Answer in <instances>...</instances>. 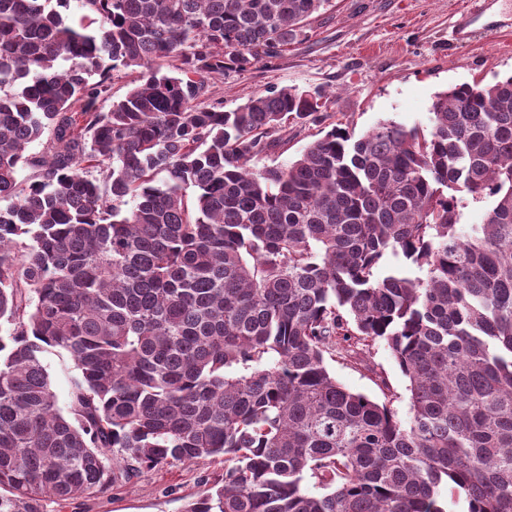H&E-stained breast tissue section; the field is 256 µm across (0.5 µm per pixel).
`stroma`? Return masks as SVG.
<instances>
[{"label":"stroma","mask_w":512,"mask_h":512,"mask_svg":"<svg viewBox=\"0 0 512 512\" xmlns=\"http://www.w3.org/2000/svg\"><path fill=\"white\" fill-rule=\"evenodd\" d=\"M466 6L467 0H330L280 58L215 81L213 96L230 111L269 89H318L330 124L354 135L388 119L429 127L437 93L512 76V31L452 41ZM328 367L344 387L378 401L383 394L375 377L383 375L399 417L408 419V380L384 344L373 346L365 367L340 361ZM223 472V463L209 458L145 470L94 498L47 499L44 512H183Z\"/></svg>","instance_id":"35a3bbf8"}]
</instances>
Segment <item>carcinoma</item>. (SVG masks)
<instances>
[{
    "label": "carcinoma",
    "mask_w": 512,
    "mask_h": 512,
    "mask_svg": "<svg viewBox=\"0 0 512 512\" xmlns=\"http://www.w3.org/2000/svg\"><path fill=\"white\" fill-rule=\"evenodd\" d=\"M78 2L87 26L0 0V512L207 457L224 478L185 512H445L443 483L512 512V76L253 168L324 95L197 101L328 0ZM120 68L140 84L97 110ZM377 342L405 421L328 368ZM46 363L57 396L58 406L65 410L70 400L72 380L77 375V371L66 357L62 361L55 355H49L46 357Z\"/></svg>",
    "instance_id": "carcinoma-1"
}]
</instances>
